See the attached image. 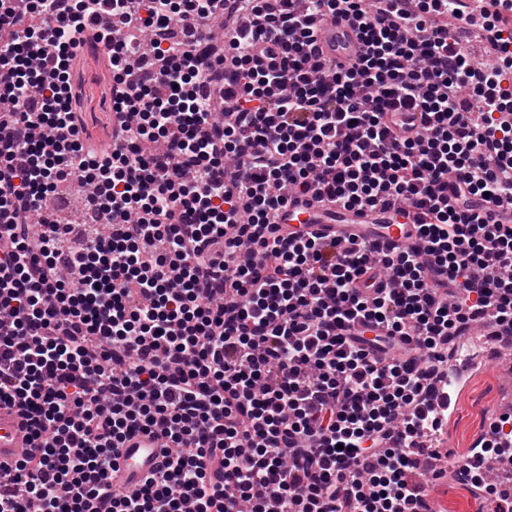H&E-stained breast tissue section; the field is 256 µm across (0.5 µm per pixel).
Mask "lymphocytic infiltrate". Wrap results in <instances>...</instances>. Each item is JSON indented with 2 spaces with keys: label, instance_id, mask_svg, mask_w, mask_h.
Instances as JSON below:
<instances>
[{
  "label": "lymphocytic infiltrate",
  "instance_id": "f902f5d3",
  "mask_svg": "<svg viewBox=\"0 0 512 512\" xmlns=\"http://www.w3.org/2000/svg\"><path fill=\"white\" fill-rule=\"evenodd\" d=\"M463 0H0V405L30 440L0 473V512H416V450L440 433L448 344L512 336V0L471 19L496 65L442 20ZM41 19L40 29L26 23ZM112 68V151L86 146L61 76L85 30ZM232 21L223 48L199 29ZM359 31L353 64L316 28ZM178 24L152 44L139 27ZM390 112L419 114L397 139ZM93 184L107 225L41 212ZM417 211L423 248L284 239L289 196ZM97 259L87 263L86 251ZM389 288H365L372 267ZM162 441L140 489L111 488L134 431ZM464 481L512 512L484 452Z\"/></svg>",
  "mask_w": 512,
  "mask_h": 512
}]
</instances>
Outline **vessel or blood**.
Wrapping results in <instances>:
<instances>
[{"label":"vessel or blood","instance_id":"obj_1","mask_svg":"<svg viewBox=\"0 0 512 512\" xmlns=\"http://www.w3.org/2000/svg\"><path fill=\"white\" fill-rule=\"evenodd\" d=\"M317 38L321 50L336 61L344 64L354 61L358 31L347 21L321 20L317 25ZM276 222L280 235L291 238L319 233L342 240H365L381 248L415 247L420 243L414 228L416 212L411 208L402 215L390 210H344L338 207L326 210L318 206L313 195L308 194L290 201L280 211ZM28 442L29 430L18 409L0 405V467L14 466ZM160 446V440L151 434L137 432L130 435L118 451L117 468L112 473L113 484L137 487L160 463ZM433 450L446 458L447 463L429 484L421 500L420 512H444L440 504L441 491L449 481L463 479L456 464L447 459L446 444H435Z\"/></svg>","mask_w":512,"mask_h":512}]
</instances>
